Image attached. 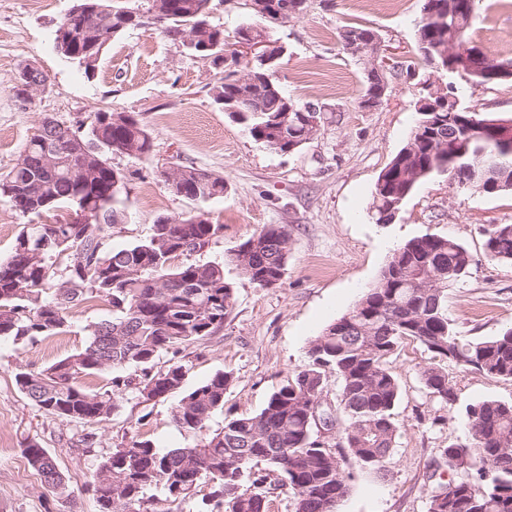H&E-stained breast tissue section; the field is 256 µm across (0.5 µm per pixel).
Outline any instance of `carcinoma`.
Here are the masks:
<instances>
[{"label":"carcinoma","instance_id":"cac0c4a2","mask_svg":"<svg viewBox=\"0 0 512 512\" xmlns=\"http://www.w3.org/2000/svg\"><path fill=\"white\" fill-rule=\"evenodd\" d=\"M160 3V12L152 11ZM307 0H270L271 8L286 23L292 4L304 11ZM465 0H424L435 17L416 24L418 61L425 67L445 63L448 45L470 46L467 80L487 84L485 72L492 60L475 44L476 16L465 11ZM141 6L132 19L126 9ZM211 0H78L62 38L76 47L73 58L84 73L95 70L108 43L116 36L151 22L172 41H183L199 22L208 23L206 45L191 51L224 65V80L212 88L214 101L243 125L250 135L271 150L287 153L312 140L319 129H307L299 112H284L286 105L303 107L273 80L274 70L255 62L248 72L254 79L248 99L239 96L237 51L224 30L209 23ZM268 22L239 27L235 38L270 35ZM417 121L407 143L379 176L373 194L374 219L389 224L395 212L422 181L445 176L448 184L463 178L467 190L483 194L512 192V139L477 134L462 121L473 113L453 100L445 112L416 110ZM112 113H94L89 132L42 121L17 163L0 174V199L22 215L40 216L69 204L86 213V221L71 224H29L18 235L10 257L0 262V338L15 341L65 332L69 312L96 299L112 306V319L91 330L82 349L45 369L15 374L19 390L41 410L69 424L100 423L110 419L127 392L145 400L164 398L184 388L187 364L156 360L172 349L212 335L224 325L234 304V288L224 275L230 263L259 288L278 285L286 271L291 235L285 225H269L232 248L225 258L206 263L188 260L207 248L223 229L200 214L157 221L153 235L126 248L109 250L104 241L112 225L122 220L117 207L127 176L108 162L110 154L144 157L151 137L133 115L117 125ZM101 151L85 154L77 141L72 154L50 170L43 157L67 132ZM498 165L488 188L481 169ZM182 176L177 193L191 200L224 196V177L192 166L175 167ZM486 255L512 263V224L484 228ZM64 275L56 261L67 251ZM187 260L172 264L179 256ZM471 257L458 241L435 235L414 238L393 250L377 283L347 314L327 325L309 343V363L276 389L256 414H229L224 428L199 444L161 450L149 439H135L99 460L91 491L99 512H143L154 499L180 503L201 478L213 483L204 505L210 512H271L266 477L252 473V464L265 462L291 489L293 512H336L348 490L344 464L352 458L376 466L389 454L399 425L393 408L399 398L397 378L387 360L401 343L412 340L432 358L512 381V327L496 336L465 339L448 319L446 298L470 268ZM135 367L138 382L120 376L110 388L89 391L79 380L108 368ZM340 382V402L334 413L338 429L334 441L321 438L313 410L322 400L326 373ZM429 397L447 405L456 402L455 383L448 372L432 362L421 369ZM231 375L218 372L186 391L178 401L175 422L202 431L211 415L224 409ZM470 441L450 443L440 450V461L451 478L429 497L428 512H512V401L483 400L466 406ZM28 465L49 491L62 494L66 483L46 449L30 443L24 449ZM472 462L459 469L456 461Z\"/></svg>","mask_w":512,"mask_h":512}]
</instances>
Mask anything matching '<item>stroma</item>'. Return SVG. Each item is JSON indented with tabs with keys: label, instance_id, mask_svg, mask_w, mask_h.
<instances>
[{
	"label": "stroma",
	"instance_id": "1",
	"mask_svg": "<svg viewBox=\"0 0 512 512\" xmlns=\"http://www.w3.org/2000/svg\"><path fill=\"white\" fill-rule=\"evenodd\" d=\"M74 3L0 0V173L14 166L43 119L85 130L94 113L128 112L148 129L152 148L142 158L110 157L127 181L119 203L125 218L113 225L107 248L144 240L158 218L203 213L224 231L196 261L221 257L270 224L288 227L291 251L281 283L272 288L255 287L235 266L225 265L234 286L232 312L211 336L179 347L177 359L190 367L187 387L218 372L233 378L223 410L200 432L175 422L176 393L150 401L129 393L110 420L75 426L45 414L19 390L16 372L42 370L85 346L92 325L112 316L105 301L71 310L60 335L0 338V432L13 445L12 452L0 455V512H98L87 489L95 464L134 435L167 450L185 447L219 432L225 413L259 412L288 375L308 364L314 336L352 309L376 283L393 249L411 239L450 237L470 253L469 272L449 290L446 302L460 335L487 338L512 327V264L490 260L483 235L487 225L512 224V193H473L437 177L411 193L392 223L378 224L372 217L377 178L409 137L422 83L436 75L419 67L391 73L383 105L362 111L364 66L343 51L338 31L354 23L374 27L385 48L404 62L414 55L423 0L374 10L355 0H307L303 13L274 29V38L287 48L275 80L288 96L325 109L317 136L290 154L256 142L231 120L212 97L223 70L154 25L114 39L94 75L85 76L55 48L56 30ZM476 10L481 21L474 41L491 59L512 62V45L498 41L501 33L512 32V0H478ZM27 61L47 78L30 98L16 89L17 71ZM455 85L461 105L512 117V82L472 85L459 79ZM175 163L223 175V197L194 201L174 193L162 171ZM69 219L66 208L24 216L0 200V261L8 259L24 226ZM429 361L425 348L412 341L390 358L400 384L394 409L399 433L379 465L346 462L351 478L337 512H428L432 481L448 480L446 468H434V460L448 443L469 440L466 405L512 401V381L449 362L444 368L455 381L457 400L449 406L431 399L420 378ZM85 435L92 440L88 453L77 448ZM30 442L52 455L65 476L66 493L43 487L23 454Z\"/></svg>",
	"mask_w": 512,
	"mask_h": 512
}]
</instances>
